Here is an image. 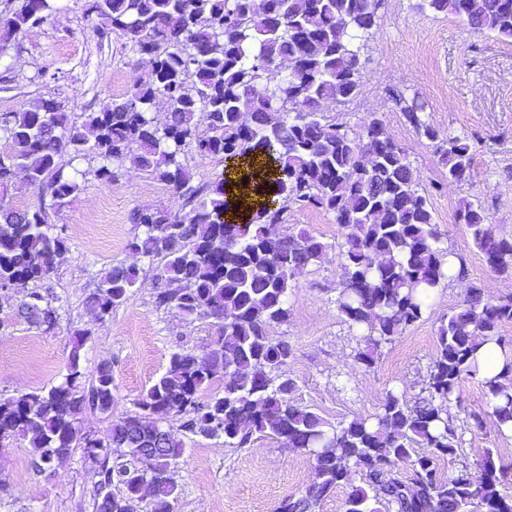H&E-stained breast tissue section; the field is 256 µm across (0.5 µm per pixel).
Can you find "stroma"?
<instances>
[{"label": "stroma", "mask_w": 512, "mask_h": 512, "mask_svg": "<svg viewBox=\"0 0 512 512\" xmlns=\"http://www.w3.org/2000/svg\"><path fill=\"white\" fill-rule=\"evenodd\" d=\"M414 0H384L379 19L361 50L358 95L327 105L330 120L350 134L364 119L382 116L387 130L406 149L419 192L426 196L440 233V245L465 257L467 275L438 291L419 321L385 347L373 368L354 361L355 331L337 309L341 288V242L332 215L291 206L288 224L306 228L329 243L325 260L297 277L288 295L290 316L274 326L273 339L287 340L292 355L285 367L296 384V402L337 422L377 414L387 391L420 394L435 351L437 328L467 296L482 286L494 299L512 297V277L495 273L474 247L457 212L463 201L479 202L499 233L512 235V43L474 33L454 16L413 9ZM48 19L0 48V113L40 99L64 105L71 121L98 112L122 96L148 70L145 56L115 36H101L99 18L86 14L84 0H56ZM418 100L441 132L468 137L474 146L471 175L447 181L432 143L406 122L396 97ZM80 172L79 191L48 210V222L67 241L54 273L39 283L58 309L53 331L42 332L17 319L13 300L0 298V397L46 389L66 373L70 337L86 328L90 337L82 363L112 367L114 413L126 415L165 373L174 351L209 349L214 328L207 319L183 317L157 308L152 282L156 264L128 248L137 228L134 209L170 207L167 185L132 164L115 183L96 177L93 153L60 158ZM117 264L140 270V288L99 321L85 304L100 278ZM186 451L179 462L175 512H275L280 501L301 495L312 481L307 459L277 439H254L249 447L228 448L223 440L195 437L172 421ZM512 463V439L492 427L469 428L459 459L474 464L485 449ZM95 475L81 455L65 465L38 471L19 444L0 448V512H92Z\"/></svg>", "instance_id": "35a3bbf8"}]
</instances>
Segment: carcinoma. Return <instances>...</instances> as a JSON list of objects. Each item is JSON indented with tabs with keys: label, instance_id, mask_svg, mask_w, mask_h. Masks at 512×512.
<instances>
[{
	"label": "carcinoma",
	"instance_id": "1",
	"mask_svg": "<svg viewBox=\"0 0 512 512\" xmlns=\"http://www.w3.org/2000/svg\"><path fill=\"white\" fill-rule=\"evenodd\" d=\"M53 0H23L5 21L16 36L44 23ZM383 0H85V11L150 68L126 94L73 123L64 106L40 99L0 113V191L16 173L29 186L50 190L61 206L80 186L59 165L65 153L92 152L98 177L118 180L128 159L166 184L182 206L138 208L140 228L129 249L161 258L153 278L155 304L186 317L212 320L208 351L172 353L169 367L141 396L138 410L112 418V368L87 374L82 350L90 333H71L67 374L45 390L0 398V443L21 441L33 459L52 468L90 443L80 417L109 418L97 450L93 512H130L133 477L151 491L147 512H174L176 473L184 448L166 422L208 439L243 448L258 434L275 438L311 462L308 491L284 499L277 512H319L322 499L346 489L344 512H512L501 493L502 467L487 448L475 466L455 465L463 442L459 384L477 375L475 354L496 343L512 373V299L492 301L473 285L464 302L441 320L422 394L386 393L372 418L331 423L293 399L295 383L283 372L291 345L268 334L288 321V293L296 276L320 264L330 245L304 228L283 230L293 204L333 216L340 244L343 288L336 299L349 327L361 332L355 360L373 367L383 348L423 317L429 296L448 281L427 199L419 194L404 147L373 113L354 137L328 120L323 106L353 99L359 90L361 49L377 25ZM422 13L453 15L474 32L512 42V0H417ZM290 73L274 80L273 71ZM162 101L164 123L153 116ZM414 132L436 144L444 177L462 182L473 152L467 138L441 136L417 101L396 99ZM201 156L234 160L214 181L197 185L182 161ZM250 172L234 181L238 164ZM252 180V195L240 193ZM239 192H233V189ZM260 201H253V197ZM473 244L496 273L512 274V236L493 233L482 208L465 200L458 210ZM66 240L52 231L44 203L16 209L0 200V290L22 293L17 315L44 332L55 329L58 309L36 290L50 278ZM139 283L136 268L112 266L86 304L103 321ZM224 389L202 394L217 377ZM496 433L512 436V385L481 380ZM124 449L125 460L111 449ZM120 488L117 493L114 488Z\"/></svg>",
	"mask_w": 512,
	"mask_h": 512
}]
</instances>
